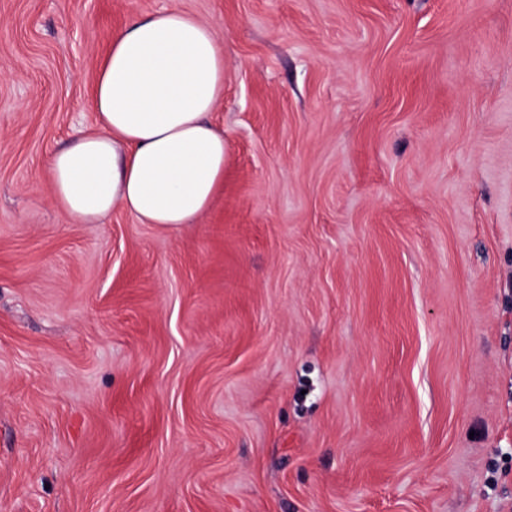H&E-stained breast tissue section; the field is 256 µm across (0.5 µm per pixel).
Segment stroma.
<instances>
[{
  "instance_id": "stroma-1",
  "label": "stroma",
  "mask_w": 512,
  "mask_h": 512,
  "mask_svg": "<svg viewBox=\"0 0 512 512\" xmlns=\"http://www.w3.org/2000/svg\"><path fill=\"white\" fill-rule=\"evenodd\" d=\"M174 3L224 189L75 223L46 164ZM0 512H512V0H0Z\"/></svg>"
}]
</instances>
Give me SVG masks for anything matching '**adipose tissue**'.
Segmentation results:
<instances>
[{
	"label": "adipose tissue",
	"instance_id": "ef3b65f1",
	"mask_svg": "<svg viewBox=\"0 0 512 512\" xmlns=\"http://www.w3.org/2000/svg\"><path fill=\"white\" fill-rule=\"evenodd\" d=\"M224 43L181 7L132 18L112 37L92 90L97 131L50 157L59 211L95 224L120 209L144 224H194L224 185Z\"/></svg>",
	"mask_w": 512,
	"mask_h": 512
}]
</instances>
